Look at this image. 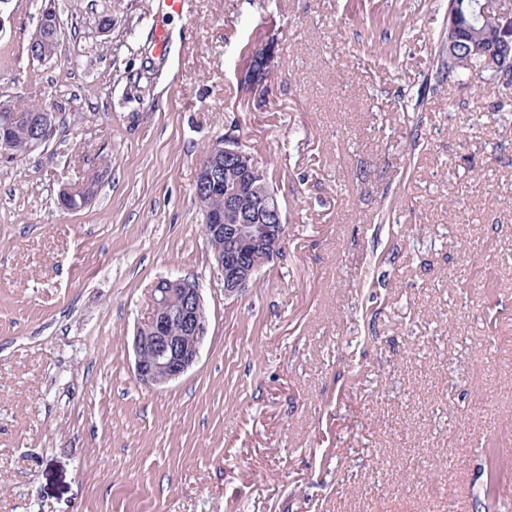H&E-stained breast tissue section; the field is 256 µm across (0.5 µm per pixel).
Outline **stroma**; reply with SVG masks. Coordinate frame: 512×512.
<instances>
[{
	"label": "stroma",
	"mask_w": 512,
	"mask_h": 512,
	"mask_svg": "<svg viewBox=\"0 0 512 512\" xmlns=\"http://www.w3.org/2000/svg\"><path fill=\"white\" fill-rule=\"evenodd\" d=\"M150 2L54 0L39 62L43 0H0V100L54 114L0 158V512H478L492 450L512 512V105L437 81L448 0ZM228 132L287 220L231 297L195 195ZM165 275L209 325L156 390L131 340Z\"/></svg>",
	"instance_id": "1"
}]
</instances>
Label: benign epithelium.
<instances>
[{
	"label": "benign epithelium",
	"instance_id": "1",
	"mask_svg": "<svg viewBox=\"0 0 512 512\" xmlns=\"http://www.w3.org/2000/svg\"><path fill=\"white\" fill-rule=\"evenodd\" d=\"M486 55L482 68L499 78L509 68L507 56L497 49L479 47ZM237 175L224 182V210L211 212L206 237L214 244V258L224 277V294L235 295L249 287L260 267L282 251L286 229L272 212L267 175L241 149L232 134L209 145L199 166L195 193L216 185L224 165ZM153 314L137 328L132 339L135 377L149 388L164 386L188 372L198 361L208 320L200 288L186 277H161L153 288Z\"/></svg>",
	"mask_w": 512,
	"mask_h": 512
}]
</instances>
